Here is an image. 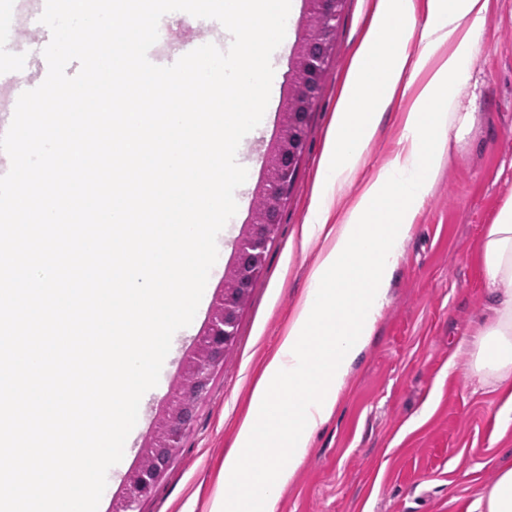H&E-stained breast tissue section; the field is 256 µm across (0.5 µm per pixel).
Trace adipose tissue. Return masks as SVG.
<instances>
[{
  "mask_svg": "<svg viewBox=\"0 0 512 512\" xmlns=\"http://www.w3.org/2000/svg\"><path fill=\"white\" fill-rule=\"evenodd\" d=\"M423 48L411 56L414 0H377L339 98L321 193L307 235L326 242L276 351L251 390L249 409L224 456L208 512H277L313 435L332 416L354 364L388 302L397 260L433 182L435 166L475 125L459 90L473 79L472 60L487 25L489 0H430ZM416 85L404 114L402 148L388 167L362 183L342 212L334 192L348 184L374 140L381 111L403 77ZM487 321L456 352L473 358L486 390L512 388V199L480 242ZM471 512H512V457Z\"/></svg>",
  "mask_w": 512,
  "mask_h": 512,
  "instance_id": "obj_1",
  "label": "adipose tissue"
}]
</instances>
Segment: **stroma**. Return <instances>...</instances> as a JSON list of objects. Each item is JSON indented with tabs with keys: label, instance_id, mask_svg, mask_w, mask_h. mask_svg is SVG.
<instances>
[{
	"label": "stroma",
	"instance_id": "obj_1",
	"mask_svg": "<svg viewBox=\"0 0 512 512\" xmlns=\"http://www.w3.org/2000/svg\"><path fill=\"white\" fill-rule=\"evenodd\" d=\"M374 3L345 0L279 234L240 313L233 352L140 512H207L254 380L307 294L310 269L324 245L318 238L304 240L303 227L320 189V163L337 102ZM307 10V0H291L288 34L272 55L268 106L261 124L239 145L238 162L249 177L235 193L238 210L217 238L219 260L194 320L174 334L159 383L141 400L124 456L107 473L98 512H112L114 498L123 492L252 220L263 156L282 127L283 100ZM472 66L477 82L462 89L461 99L464 111L475 115L474 128L452 146L449 158L439 161L398 259L375 336L348 377L336 412L284 488L278 512H469L482 486L494 479L498 457L512 450V425L498 419L507 396L476 389L469 356L451 354L454 340L474 335L485 322L479 243L512 197V0H490L483 48ZM407 104V96L399 93L384 108L361 178L389 165L400 151Z\"/></svg>",
	"mask_w": 512,
	"mask_h": 512
}]
</instances>
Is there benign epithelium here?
<instances>
[{
	"mask_svg": "<svg viewBox=\"0 0 512 512\" xmlns=\"http://www.w3.org/2000/svg\"><path fill=\"white\" fill-rule=\"evenodd\" d=\"M343 3L344 0H308L309 20L298 40L291 90L286 97L288 120L267 154L275 164L268 166V177L260 190L266 211L255 218L245 234L259 248L267 247L277 235L279 213L303 152L308 115L333 49L336 18ZM246 300L245 294L232 297L224 293L219 298L204 336L186 361L182 385L165 402L163 418L172 423L145 449L139 466L128 477L123 496L113 502V512H138L140 501L165 476L170 459L194 424L199 403L210 392L214 374L224 365L225 352L236 342L239 312Z\"/></svg>",
	"mask_w": 512,
	"mask_h": 512,
	"instance_id": "1",
	"label": "benign epithelium"
}]
</instances>
